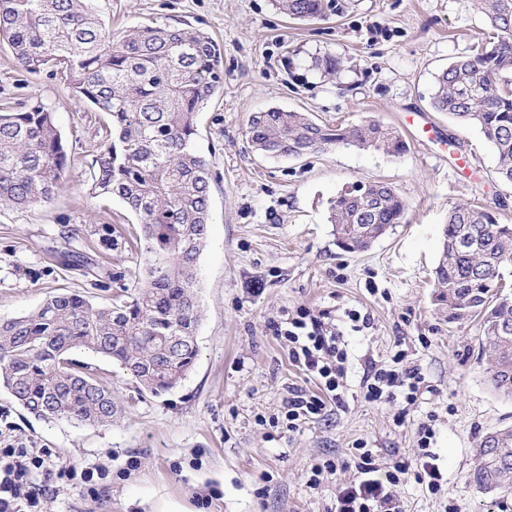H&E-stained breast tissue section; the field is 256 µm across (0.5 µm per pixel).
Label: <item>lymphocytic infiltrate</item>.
<instances>
[{
    "label": "lymphocytic infiltrate",
    "instance_id": "lymphocytic-infiltrate-1",
    "mask_svg": "<svg viewBox=\"0 0 512 512\" xmlns=\"http://www.w3.org/2000/svg\"><path fill=\"white\" fill-rule=\"evenodd\" d=\"M284 337L288 342L290 361L305 375L314 378L317 391L293 388L288 392L285 419L289 430H297L310 421L322 418L328 405H343V377L348 353L343 333L329 327L321 317L307 309H299L288 324ZM425 377L417 365L411 364L404 351H397L391 364L370 361L361 379L366 401L392 403L404 400L399 416L415 404ZM436 415H427L416 428V463L391 461L385 471H378L373 452L366 442L355 446L354 477L336 496V512H402L392 493L403 475L412 473L426 482L430 492H440L443 473L431 447L436 436ZM42 470L49 479L81 481L92 485L95 476L104 475V468L54 467L42 448H0V512H40L43 493L29 480L31 470Z\"/></svg>",
    "mask_w": 512,
    "mask_h": 512
}]
</instances>
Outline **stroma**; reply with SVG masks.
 I'll return each instance as SVG.
<instances>
[{
  "label": "stroma",
  "mask_w": 512,
  "mask_h": 512,
  "mask_svg": "<svg viewBox=\"0 0 512 512\" xmlns=\"http://www.w3.org/2000/svg\"><path fill=\"white\" fill-rule=\"evenodd\" d=\"M324 18L291 21L272 0H94L106 28L191 22L222 54L224 87L199 113L196 150L209 163L211 226L199 258L198 356L172 391L139 392L111 359L77 350L112 388L121 412L109 427L46 420L0 388V448H47L56 464L106 468L94 489L55 482L43 512H145L144 495L181 501L189 512H334L349 484L353 446L367 441L379 466L415 461V429L438 414L433 450L444 474L440 494L407 475L395 489L403 512H512V494L479 489L469 479L475 446L512 425V398L495 391L480 358L477 321L449 319L433 301V272L449 211L473 204L512 224V185L496 173L484 134L430 105L434 77L470 55L486 32L476 0H326ZM338 63L335 77L312 69L314 57ZM53 112L69 166L61 191L25 209L0 207V319L36 309L63 290L110 301L135 289L145 260L133 247L135 216L116 198L90 197L93 146L109 124L60 76L25 73L0 44V104L29 99ZM271 108L309 113L320 123L376 120L404 131L423 116L441 141L407 138L391 157L336 146L299 158L255 153L247 129ZM390 183L407 203L367 250L336 244L329 202L346 186ZM109 224L118 247L102 250L92 230ZM70 251L116 274L109 290L90 285L63 262ZM307 307L340 324L347 308L369 315V328L345 330L346 400L321 420L289 431L282 421L289 387L315 389L288 359L281 338ZM408 351L428 389L396 422L392 406L364 400L370 360ZM334 459L319 489L309 466Z\"/></svg>",
  "instance_id": "obj_1"
}]
</instances>
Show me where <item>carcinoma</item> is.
I'll use <instances>...</instances> for the list:
<instances>
[{"label":"carcinoma","instance_id":"carcinoma-1","mask_svg":"<svg viewBox=\"0 0 512 512\" xmlns=\"http://www.w3.org/2000/svg\"><path fill=\"white\" fill-rule=\"evenodd\" d=\"M492 33L475 54L435 77L431 106L480 129L494 145L500 178L512 184V0H479ZM295 20L325 12L324 0H274ZM0 42L16 66L37 74L56 68L70 89L111 127L96 148L89 194L120 198L141 226L145 280L131 296L101 306L56 293L35 311L0 320V385L28 413L77 424H112V391L75 349L102 354L138 388L174 389L198 355L197 266L210 225V169L195 148L197 116L223 85L218 44L186 22L139 25L116 35L92 0H0ZM249 139L263 157L300 156L354 144L398 157L400 134L378 121L355 127L320 124L305 112L255 113ZM69 156L54 115L40 101L0 108V204L25 208L60 191ZM336 243L368 250L382 226L399 224L406 204L390 186L355 183L332 201ZM105 250L112 225L94 229ZM512 266V224L459 205L443 227L434 270V302L448 318L479 319L481 356L490 383L512 397V296L501 269ZM469 478L479 488L512 493V426L484 435Z\"/></svg>","mask_w":512,"mask_h":512}]
</instances>
